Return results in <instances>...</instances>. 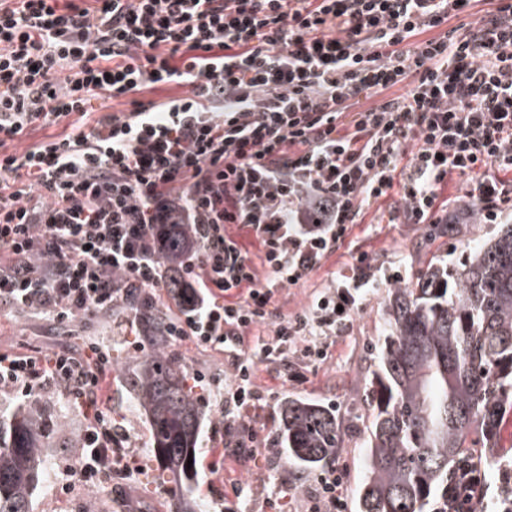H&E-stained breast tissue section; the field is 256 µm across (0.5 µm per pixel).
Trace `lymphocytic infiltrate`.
<instances>
[{
	"instance_id": "1",
	"label": "lymphocytic infiltrate",
	"mask_w": 512,
	"mask_h": 512,
	"mask_svg": "<svg viewBox=\"0 0 512 512\" xmlns=\"http://www.w3.org/2000/svg\"><path fill=\"white\" fill-rule=\"evenodd\" d=\"M470 0H0V148L27 130L62 136L0 155V315L74 331L143 306L172 278L159 333L222 352L224 443L254 447L260 360H327L360 278L288 316L274 293L303 281L391 189L400 157L410 224H444L449 181L492 172L477 197L498 220L512 173V0L466 30L433 28ZM407 84L363 110L353 102ZM174 84L178 96L143 98ZM125 97L124 115L94 103ZM249 229V252L233 227ZM195 246L165 266L168 236ZM0 353V391L60 384L85 425L71 483L129 476L126 431L102 407L109 352ZM347 471L318 472L305 512H347Z\"/></svg>"
}]
</instances>
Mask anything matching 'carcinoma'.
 <instances>
[{
  "instance_id": "1",
  "label": "carcinoma",
  "mask_w": 512,
  "mask_h": 512,
  "mask_svg": "<svg viewBox=\"0 0 512 512\" xmlns=\"http://www.w3.org/2000/svg\"><path fill=\"white\" fill-rule=\"evenodd\" d=\"M189 241L174 234L162 258L178 265ZM388 323L367 381L364 470L358 512H453L467 471L484 466L512 412V224L448 267L427 265L409 287L388 296ZM147 417L150 451L179 485L171 507L190 512L196 466H187L203 423L202 396L186 369L158 346L131 380ZM69 407L45 415L31 405L0 410V512H32L47 477L43 448L51 424ZM340 428L331 409L286 400L277 429L286 461L304 469L336 457Z\"/></svg>"
}]
</instances>
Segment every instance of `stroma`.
Listing matches in <instances>:
<instances>
[{"label":"stroma","mask_w":512,"mask_h":512,"mask_svg":"<svg viewBox=\"0 0 512 512\" xmlns=\"http://www.w3.org/2000/svg\"><path fill=\"white\" fill-rule=\"evenodd\" d=\"M485 178V173L479 171L453 180L444 188L450 209L468 213L469 219L457 233L443 236L431 235L429 225L406 223L402 189L393 186L386 198L365 212L344 242L305 281L276 291L274 301L281 313L294 314L310 303L314 292L352 275L361 252L371 254L364 270L368 291L350 328L335 337L325 362L314 366L295 360L287 368L258 362L256 383L266 392L267 401L254 427L267 448L264 460L256 464L247 458L223 459L222 446H210L208 435H201L192 494L197 512H224L225 505L232 502L237 503L240 512H304V493L313 485L315 471L298 470L285 464L271 448L280 406L288 398L315 400L335 410L340 424L336 461L346 464L347 495L355 497L362 475L364 424L368 415L363 400L365 379L376 368L375 347L385 332L388 279L398 271L402 274L401 286H410L431 258L458 264L492 237L498 224L485 223L481 204L470 196L471 190ZM129 331L119 311L110 319L93 322L89 333L60 338L47 335L42 326L24 314L0 317L2 353L45 351L60 343L81 354L92 341L108 347L112 372L103 383V393L108 397L106 408L113 421L129 432L135 458L133 477L113 476L111 488L78 485L63 491L53 476L76 458L78 447L74 438L83 425L81 412L72 410L65 426L48 434L45 455L52 477L35 491L33 512H125L130 505L137 512H168L173 485L161 481V471L149 456L148 423L124 389L126 379L133 376L145 356L144 351L133 349L127 340ZM169 352L187 372L199 371L209 377L204 390L207 402L204 424L212 426L219 416L214 400L224 392L223 354L200 349L188 339L170 347ZM237 486L242 487V495L234 494ZM284 486L293 489L292 499L272 506V499Z\"/></svg>","instance_id":"stroma-1"}]
</instances>
